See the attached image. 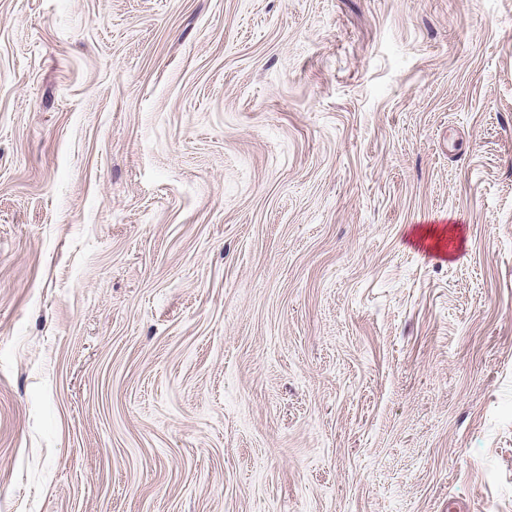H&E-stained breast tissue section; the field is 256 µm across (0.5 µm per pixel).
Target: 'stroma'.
<instances>
[{
	"instance_id": "35a3bbf8",
	"label": "stroma",
	"mask_w": 512,
	"mask_h": 512,
	"mask_svg": "<svg viewBox=\"0 0 512 512\" xmlns=\"http://www.w3.org/2000/svg\"><path fill=\"white\" fill-rule=\"evenodd\" d=\"M512 512V0H0V512Z\"/></svg>"
}]
</instances>
